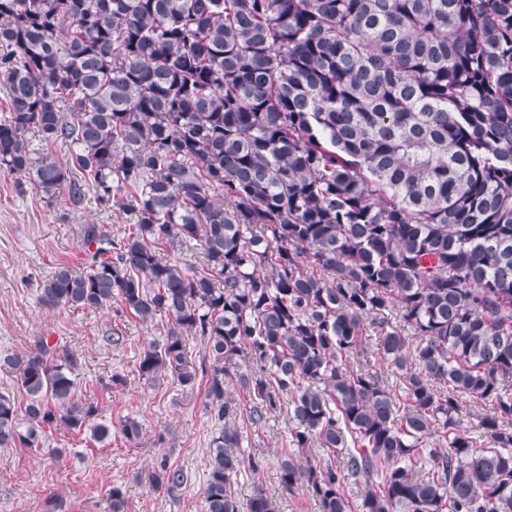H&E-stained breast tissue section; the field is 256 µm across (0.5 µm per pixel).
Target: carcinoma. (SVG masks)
<instances>
[{"label":"carcinoma","mask_w":512,"mask_h":512,"mask_svg":"<svg viewBox=\"0 0 512 512\" xmlns=\"http://www.w3.org/2000/svg\"><path fill=\"white\" fill-rule=\"evenodd\" d=\"M0 88V171L132 213L117 240L85 225L86 271L59 266L39 302L168 317L137 372L204 384L205 512H277L232 491L257 470L239 363L252 424L286 395L289 447L348 449L279 458L319 512H512V0H0ZM188 245L202 265L160 255ZM366 319L392 388L350 368ZM77 366L45 335L0 360V447L110 438ZM464 397L490 406L477 436ZM147 480L188 477L163 458Z\"/></svg>","instance_id":"obj_1"}]
</instances>
